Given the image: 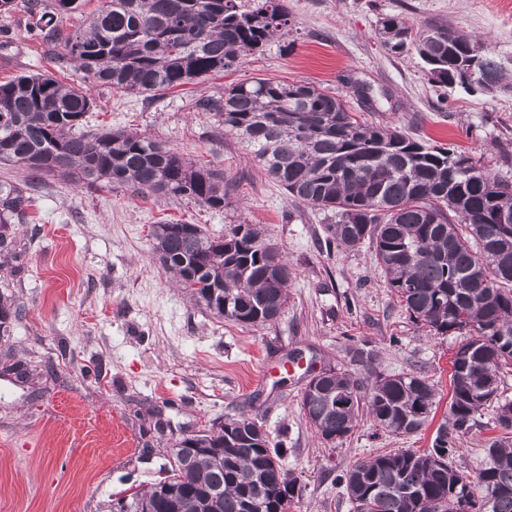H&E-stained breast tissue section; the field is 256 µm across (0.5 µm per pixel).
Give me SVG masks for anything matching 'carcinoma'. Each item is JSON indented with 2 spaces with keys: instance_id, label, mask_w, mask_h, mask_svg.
<instances>
[{
  "instance_id": "carcinoma-1",
  "label": "carcinoma",
  "mask_w": 512,
  "mask_h": 512,
  "mask_svg": "<svg viewBox=\"0 0 512 512\" xmlns=\"http://www.w3.org/2000/svg\"><path fill=\"white\" fill-rule=\"evenodd\" d=\"M78 0H0V15L22 9L29 32L60 42L82 73L68 84L49 73L0 82V164L34 178L61 176L85 188H132L156 198L224 207V170L200 167L162 142L124 130L83 131L95 106L90 88L156 98L205 79L288 33L284 0H106L73 29L62 19ZM393 52L414 48L430 80L470 88L468 65L448 41L482 50L479 71L499 87L512 74L481 43L446 24L413 30L398 17L380 28ZM199 108L213 111L265 173L295 201L324 213L328 242L353 249L367 242L386 287L409 318L435 336L464 342L451 360L447 416L431 447L379 453L340 475L356 512H512V399L501 391L512 366V184L452 147L417 141L397 127L360 120L327 87L267 78L231 84ZM29 184H0V255H17L10 226L26 220ZM152 252L197 305L250 327L277 320L288 301L291 270L258 224H236L222 237L197 224H155ZM366 374L329 369L303 392L301 411L320 440L334 444L365 408L397 436L432 418L436 388L418 372L384 374L367 346L348 349ZM493 408L491 421L478 415ZM492 432L474 470L455 462L454 443L479 426ZM257 422L241 416L194 438L205 452L113 512H288L301 492L283 469L281 450L254 438Z\"/></svg>"
}]
</instances>
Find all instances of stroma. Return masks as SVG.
I'll return each mask as SVG.
<instances>
[{"label":"stroma","instance_id":"obj_1","mask_svg":"<svg viewBox=\"0 0 512 512\" xmlns=\"http://www.w3.org/2000/svg\"><path fill=\"white\" fill-rule=\"evenodd\" d=\"M290 27L237 65L146 100L96 87L92 130L133 131L177 149L232 183L224 208L160 200L128 188L85 189L62 177L34 187L27 223L13 225L20 260L0 256V512H112L169 465L180 434L248 416L284 442L285 470L302 492L288 512H355L337 477L353 462L397 448L425 449L434 427L407 437L360 417L343 441L312 432L299 406L308 375L347 367L368 343L378 371H420L449 401L458 336H431L389 292L368 244L327 241L323 212L296 203L259 168L203 98L254 78L313 82L363 119L418 141L454 146L512 182V92L468 93L429 80L415 52L382 43L380 21L443 22L484 39L512 68V0H287ZM28 16L0 18V81L48 71L81 79L63 45L30 36ZM221 236L261 225L292 271L280 317L241 326L195 306L151 252L161 223ZM32 369L16 382L8 365ZM162 421L163 432L152 431Z\"/></svg>","mask_w":512,"mask_h":512}]
</instances>
